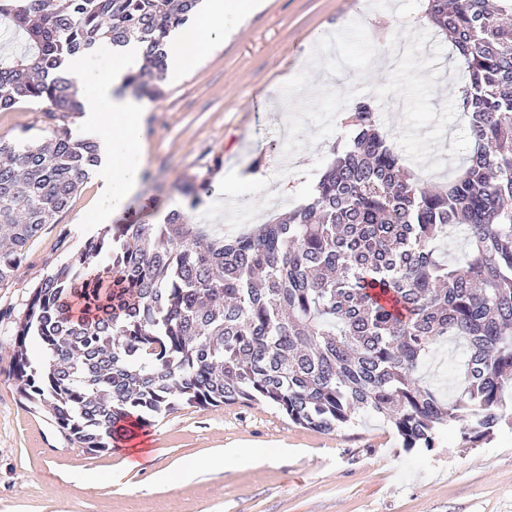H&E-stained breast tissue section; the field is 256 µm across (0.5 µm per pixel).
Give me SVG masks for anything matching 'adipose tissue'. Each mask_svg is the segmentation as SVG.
Here are the masks:
<instances>
[{"label": "adipose tissue", "mask_w": 512, "mask_h": 512, "mask_svg": "<svg viewBox=\"0 0 512 512\" xmlns=\"http://www.w3.org/2000/svg\"><path fill=\"white\" fill-rule=\"evenodd\" d=\"M255 5L256 0H204L195 22L171 35L169 70L187 69L226 32L239 30ZM142 54L135 43L113 53L111 65L88 80L81 101L89 136L99 150L94 172L103 195L95 217L103 222L125 207L141 182L136 157L143 150L144 114L140 102L124 94L122 87L138 69Z\"/></svg>", "instance_id": "adipose-tissue-1"}]
</instances>
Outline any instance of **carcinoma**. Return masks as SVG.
<instances>
[{
    "mask_svg": "<svg viewBox=\"0 0 512 512\" xmlns=\"http://www.w3.org/2000/svg\"><path fill=\"white\" fill-rule=\"evenodd\" d=\"M199 0H0L27 54L0 63V112L40 101L81 113L65 56L138 43L166 70L167 37ZM426 15L463 58L472 150L435 191L399 164L373 102L345 113L351 143L309 202L232 239L180 213L164 224H109L34 288L12 338L19 395L48 408L67 438L110 450L129 417L180 407L277 406L330 432L365 410L390 421L404 448L434 447L465 413L468 441L512 422V0H427ZM97 144L64 132L0 142V282L57 223ZM454 229L462 258L435 243ZM465 348L460 394L422 385L430 348ZM43 361L35 366L29 345Z\"/></svg>",
    "mask_w": 512,
    "mask_h": 512,
    "instance_id": "cac0c4a2",
    "label": "carcinoma"
}]
</instances>
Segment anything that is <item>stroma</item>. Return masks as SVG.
<instances>
[{
	"label": "stroma",
	"mask_w": 512,
	"mask_h": 512,
	"mask_svg": "<svg viewBox=\"0 0 512 512\" xmlns=\"http://www.w3.org/2000/svg\"><path fill=\"white\" fill-rule=\"evenodd\" d=\"M465 64L424 0H265L239 33L149 98L141 183L127 210L145 224L180 211L232 238L307 202L348 138L340 115L371 98L379 131L401 163L447 185L470 150L468 123L448 96ZM85 136L81 118L44 104L0 112V140ZM258 173L226 192L218 176ZM208 183L199 200L188 186ZM98 187L85 179L67 211L0 282V512H512V427L466 442L449 422L429 450H405L390 422L360 411L331 432L292 423L257 402L181 408L142 426L122 423L111 450L91 454L48 409L23 400L10 340L35 285L101 226ZM461 347L433 346L426 384L447 388ZM241 460L217 466L225 449ZM136 453L140 464L124 465ZM190 478H182L186 467Z\"/></svg>",
	"instance_id": "obj_1"
}]
</instances>
